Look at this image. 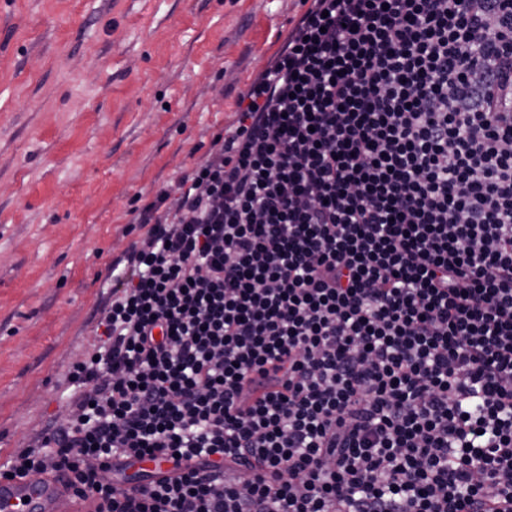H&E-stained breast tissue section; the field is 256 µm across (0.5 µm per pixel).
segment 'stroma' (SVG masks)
Wrapping results in <instances>:
<instances>
[{
	"instance_id": "1",
	"label": "stroma",
	"mask_w": 512,
	"mask_h": 512,
	"mask_svg": "<svg viewBox=\"0 0 512 512\" xmlns=\"http://www.w3.org/2000/svg\"><path fill=\"white\" fill-rule=\"evenodd\" d=\"M298 0H0V463L67 411L136 208L230 129Z\"/></svg>"
}]
</instances>
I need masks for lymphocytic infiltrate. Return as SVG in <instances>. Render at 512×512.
<instances>
[{"mask_svg": "<svg viewBox=\"0 0 512 512\" xmlns=\"http://www.w3.org/2000/svg\"><path fill=\"white\" fill-rule=\"evenodd\" d=\"M301 3L0 477L89 512H512V0Z\"/></svg>", "mask_w": 512, "mask_h": 512, "instance_id": "f902f5d3", "label": "lymphocytic infiltrate"}]
</instances>
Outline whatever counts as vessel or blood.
Segmentation results:
<instances>
[{
  "label": "vessel or blood",
  "instance_id": "1",
  "mask_svg": "<svg viewBox=\"0 0 512 512\" xmlns=\"http://www.w3.org/2000/svg\"><path fill=\"white\" fill-rule=\"evenodd\" d=\"M0 512H82L66 493L65 483L41 475L0 479Z\"/></svg>",
  "mask_w": 512,
  "mask_h": 512
}]
</instances>
